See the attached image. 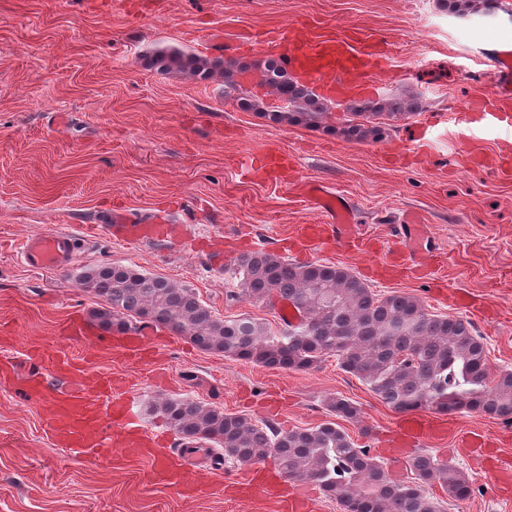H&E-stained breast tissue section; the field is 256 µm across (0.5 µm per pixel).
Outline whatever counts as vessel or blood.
Wrapping results in <instances>:
<instances>
[{"label": "vessel or blood", "instance_id": "b4317fda", "mask_svg": "<svg viewBox=\"0 0 512 512\" xmlns=\"http://www.w3.org/2000/svg\"><path fill=\"white\" fill-rule=\"evenodd\" d=\"M256 48L263 56L276 57L289 72L303 81L316 84L326 98L362 93L369 83L373 66L370 53L356 50L351 43L327 36L310 25L293 26L266 33ZM490 94L472 106L475 121L496 127L512 120V51L503 52L490 79ZM314 205L322 221L301 228L298 241L302 253H310L314 244L335 238L349 248L364 245L356 230V215L350 204L334 193L312 188ZM112 237L120 240L163 241L171 238L170 224H136L123 213H115L109 227ZM75 251L71 238L57 235H34L23 244L21 258L34 269L55 270L72 261ZM51 360L64 379L46 407L50 434L65 445L95 457H110L112 432L144 445L147 457L161 462L160 472L175 475L171 455L158 435L150 434L126 416L122 379L106 375L89 376L77 368L67 353L56 351ZM441 421L425 414L406 415L398 423V445L413 448L427 438L443 434Z\"/></svg>", "mask_w": 512, "mask_h": 512}]
</instances>
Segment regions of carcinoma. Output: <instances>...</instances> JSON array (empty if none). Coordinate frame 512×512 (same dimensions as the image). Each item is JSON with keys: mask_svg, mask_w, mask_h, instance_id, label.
I'll return each mask as SVG.
<instances>
[{"mask_svg": "<svg viewBox=\"0 0 512 512\" xmlns=\"http://www.w3.org/2000/svg\"><path fill=\"white\" fill-rule=\"evenodd\" d=\"M456 17L491 15L499 0H438ZM143 65L184 80L224 81V97L246 112L276 125L322 129L348 142H379L394 123L426 108L418 95L351 99L353 116L326 124L330 100L288 75L273 58L252 62L209 58L176 47L156 49ZM230 299L271 307L286 301L298 313L277 334L250 317L222 319L205 307L193 289L134 266H92L77 279L101 299L91 317L102 328L130 330L154 324L199 349L269 369L305 372L327 358L365 384L395 412H475L512 421V369L491 372L486 339L461 316L428 311L415 296L379 294L351 268L335 263H295L260 248L239 255L231 267ZM332 419L316 427L281 431L266 423L227 413L192 398H169L152 406L195 451L207 442L226 464L271 458L290 480L317 484L343 512H445V501L429 488L440 486L452 500H465L473 487L463 470L424 449L408 461L412 477L394 481L384 464L358 445L342 419H359V405L344 397L327 399Z\"/></svg>", "mask_w": 512, "mask_h": 512, "instance_id": "1", "label": "carcinoma"}]
</instances>
